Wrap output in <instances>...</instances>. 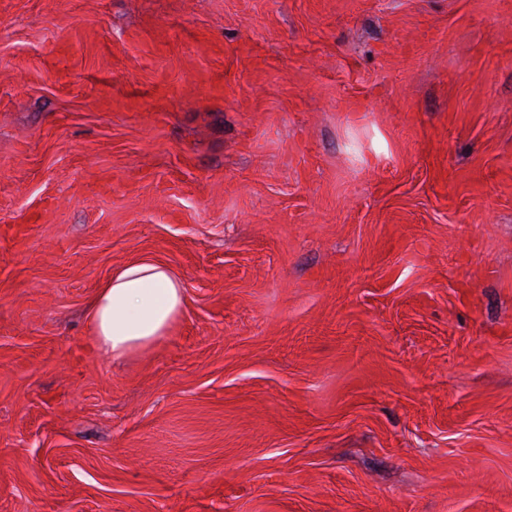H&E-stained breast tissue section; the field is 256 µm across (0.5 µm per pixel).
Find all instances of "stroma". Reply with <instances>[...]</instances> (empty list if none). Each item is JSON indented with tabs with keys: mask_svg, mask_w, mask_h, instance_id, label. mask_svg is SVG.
Returning <instances> with one entry per match:
<instances>
[{
	"mask_svg": "<svg viewBox=\"0 0 512 512\" xmlns=\"http://www.w3.org/2000/svg\"><path fill=\"white\" fill-rule=\"evenodd\" d=\"M0 512H512V0H0ZM185 287L165 262L140 257L123 264L97 289L88 324L94 346L112 360L150 350L181 318Z\"/></svg>",
	"mask_w": 512,
	"mask_h": 512,
	"instance_id": "35a3bbf8",
	"label": "stroma"
}]
</instances>
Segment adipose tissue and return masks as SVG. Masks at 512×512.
<instances>
[{
    "label": "adipose tissue",
    "instance_id": "obj_1",
    "mask_svg": "<svg viewBox=\"0 0 512 512\" xmlns=\"http://www.w3.org/2000/svg\"><path fill=\"white\" fill-rule=\"evenodd\" d=\"M185 306L181 277L165 262L140 257L115 269L88 311L94 346L121 360L150 350L168 336Z\"/></svg>",
    "mask_w": 512,
    "mask_h": 512
}]
</instances>
